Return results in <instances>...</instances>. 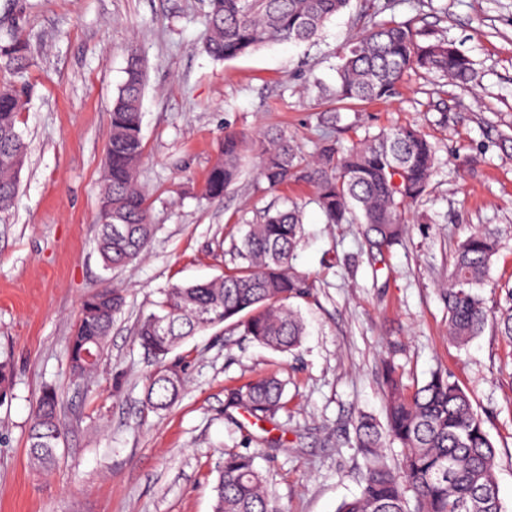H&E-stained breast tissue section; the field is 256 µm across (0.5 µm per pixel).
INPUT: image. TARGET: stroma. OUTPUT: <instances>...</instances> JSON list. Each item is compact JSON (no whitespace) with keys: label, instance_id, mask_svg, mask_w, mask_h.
Segmentation results:
<instances>
[{"label":"stroma","instance_id":"obj_1","mask_svg":"<svg viewBox=\"0 0 512 512\" xmlns=\"http://www.w3.org/2000/svg\"><path fill=\"white\" fill-rule=\"evenodd\" d=\"M373 0H351L308 44L272 43L231 61L204 50L206 0H0V43L26 41L31 66L18 129L28 149L13 207L0 214V512H213L216 469L228 452L253 455L283 512H337L360 491L364 458L354 423L385 419L380 385L393 361L407 388L444 368L468 394L497 448L499 495L512 512V343L494 322L512 287V0H380L384 18L412 22L470 57L461 85L422 70L396 94L329 123L319 87L333 86L342 46L362 32ZM146 75L138 173L157 229L137 263L105 270L96 250L111 110L130 55ZM445 111H436L437 103ZM413 124L437 146L426 196L402 242L371 257L357 224L327 223L303 182L272 188L245 152L240 182L219 202L199 191L225 132L278 128L311 155L323 135L347 148L365 134ZM301 212L295 268L312 288L298 306V350L265 348L231 323L202 331L171 355L186 380L168 410L147 409L153 358L135 332L161 290L233 267L245 225L284 201ZM503 247L482 294L491 317L461 347L448 337L442 288L457 244L478 228ZM123 289L108 352L82 383L66 345L82 300ZM288 381V406L264 443L228 389L262 375ZM63 400L58 460L33 468L27 433L37 398Z\"/></svg>","mask_w":512,"mask_h":512}]
</instances>
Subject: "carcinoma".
Instances as JSON below:
<instances>
[{"label": "carcinoma", "instance_id": "1", "mask_svg": "<svg viewBox=\"0 0 512 512\" xmlns=\"http://www.w3.org/2000/svg\"><path fill=\"white\" fill-rule=\"evenodd\" d=\"M350 0H207L205 51L216 60H232L275 43L315 39ZM377 8L362 35L347 44L329 96L338 104L390 98L403 75L423 69L459 84L474 79L468 56L446 40H420L409 22L378 20ZM0 65L17 75L31 66L19 37L0 44ZM127 78L112 106L101 203L112 207V223L100 222L97 249L108 269L126 267L147 251L156 231L148 195L137 183L144 157L142 99L145 73L131 55ZM23 91L0 84V213L7 212L18 191L26 161V144L17 129ZM245 138L224 134L218 159L201 189L207 200L224 197L240 180ZM252 147L260 159V176L276 188L305 181L329 224L363 227L370 253H382L401 241L407 211L425 195L436 168V151L412 125L380 131L346 152L331 144L309 160L280 129L256 134ZM303 237L298 207L270 208L247 230L237 248L239 265L207 282L173 285L162 292L156 310L143 315L136 329L140 344L154 358L147 376L145 404L162 411L179 399L185 380L168 360L186 338L227 321L243 328L258 344L281 353L297 349L305 324L291 300L308 295V278L292 265ZM499 236L476 230L458 244L445 288L448 335L460 346L480 336L487 322L481 290L489 282L499 252ZM125 298L105 286L87 296L67 346L71 375L90 377L107 352L112 317ZM386 426L362 416L355 423V447L366 460L359 496L338 512H506L499 497L497 451L484 420L466 392L446 370L434 372L412 393L404 392L392 366L383 376ZM286 383L276 376L253 380L227 392L226 408L243 409L262 422H274L284 409ZM60 399L52 387L37 399L27 435L31 465L49 470L61 441ZM400 444L403 463L393 466L386 441ZM213 512H278L249 453H228L217 468ZM415 496L409 508L408 492Z\"/></svg>", "mask_w": 512, "mask_h": 512}]
</instances>
